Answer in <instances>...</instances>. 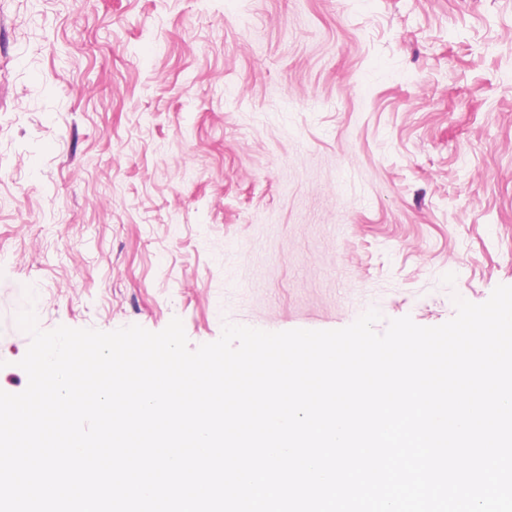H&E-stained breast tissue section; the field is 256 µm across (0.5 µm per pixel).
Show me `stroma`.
Instances as JSON below:
<instances>
[{"label":"stroma","mask_w":512,"mask_h":512,"mask_svg":"<svg viewBox=\"0 0 512 512\" xmlns=\"http://www.w3.org/2000/svg\"><path fill=\"white\" fill-rule=\"evenodd\" d=\"M512 286V0H0V390L38 326L424 327Z\"/></svg>","instance_id":"1"}]
</instances>
